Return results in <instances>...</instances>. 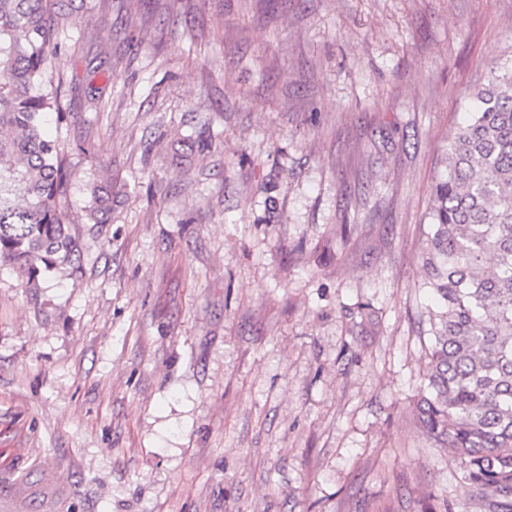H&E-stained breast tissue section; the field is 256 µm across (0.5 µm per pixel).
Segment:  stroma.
<instances>
[{"mask_svg":"<svg viewBox=\"0 0 512 512\" xmlns=\"http://www.w3.org/2000/svg\"><path fill=\"white\" fill-rule=\"evenodd\" d=\"M60 40L79 256L0 269V512H468L421 250L512 0H71ZM88 217L94 224H106L112 211V186H96L91 190Z\"/></svg>","mask_w":512,"mask_h":512,"instance_id":"1","label":"stroma"}]
</instances>
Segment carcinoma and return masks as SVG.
<instances>
[{"label":"carcinoma","instance_id":"obj_1","mask_svg":"<svg viewBox=\"0 0 512 512\" xmlns=\"http://www.w3.org/2000/svg\"><path fill=\"white\" fill-rule=\"evenodd\" d=\"M64 0H0V266L35 278L78 252L62 201L66 163L41 130L62 105L45 93ZM470 117L433 185L423 262L436 302L417 416L460 460L472 512H512V66L467 91ZM108 221L112 186L91 190Z\"/></svg>","mask_w":512,"mask_h":512}]
</instances>
